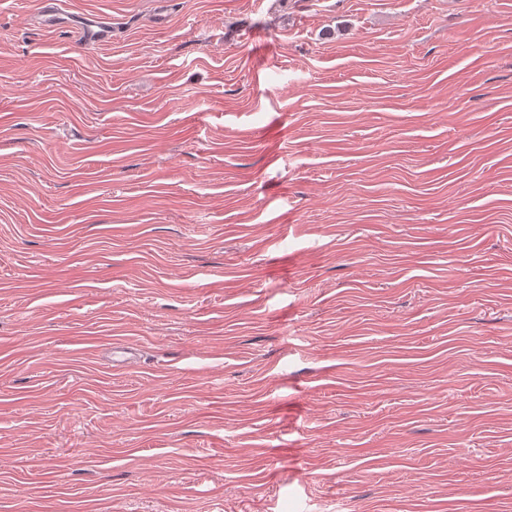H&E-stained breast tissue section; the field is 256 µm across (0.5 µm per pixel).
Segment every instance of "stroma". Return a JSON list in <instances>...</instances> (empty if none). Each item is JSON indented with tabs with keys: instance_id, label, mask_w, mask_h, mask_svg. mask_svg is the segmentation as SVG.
Returning <instances> with one entry per match:
<instances>
[{
	"instance_id": "1",
	"label": "stroma",
	"mask_w": 512,
	"mask_h": 512,
	"mask_svg": "<svg viewBox=\"0 0 512 512\" xmlns=\"http://www.w3.org/2000/svg\"><path fill=\"white\" fill-rule=\"evenodd\" d=\"M64 11L0 0V512H512V0ZM92 24H84L76 27V33L83 42L105 43L111 39L112 28L103 20L91 21Z\"/></svg>"
}]
</instances>
